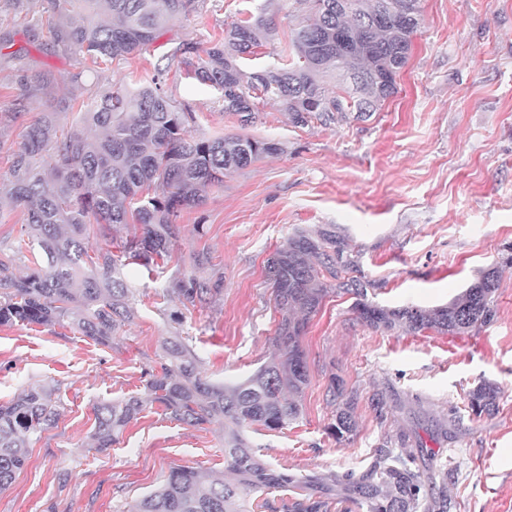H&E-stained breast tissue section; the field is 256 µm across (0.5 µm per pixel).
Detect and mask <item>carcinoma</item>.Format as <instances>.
Instances as JSON below:
<instances>
[{"label": "carcinoma", "mask_w": 512, "mask_h": 512, "mask_svg": "<svg viewBox=\"0 0 512 512\" xmlns=\"http://www.w3.org/2000/svg\"><path fill=\"white\" fill-rule=\"evenodd\" d=\"M306 14L292 29L288 53L275 64L246 68L243 60L275 39L267 7L232 21L224 35L201 48L180 43L171 56L184 57L189 74L220 92L224 111L245 127L258 105H282L289 121L307 126L366 121L397 93L396 78L407 64L421 20L420 0L409 16L377 18L404 0H303ZM199 0H47L32 16L53 46L81 59L84 70L103 76L113 63L149 51L168 22L187 16ZM109 20H96L100 7ZM343 46L336 47V38ZM162 69L125 93L110 90L78 111L80 127L69 130L46 106L27 126L12 154L0 195L26 210V245L44 265L24 276L13 273L14 255L0 254V326L68 321L100 344L135 317L137 289L124 268L135 264L165 271L180 238L179 213L201 205L208 188L244 169L275 144L243 134L196 139V122L161 85ZM52 74L18 75L22 97L37 95ZM99 132L93 142L82 130ZM119 241L89 255L91 230ZM265 276L279 313L271 351L244 381L226 385L203 374L192 339L169 336L159 366L142 374L143 394L94 408L92 439L109 448L126 426L157 403L168 418L194 427H224V475L189 467L174 469L157 488L126 504L123 512H448V470L416 463L403 433L381 435L374 460L360 474L313 473L298 477L272 467L249 431H277L303 415L310 381L303 337L325 301L350 296L356 320L382 333L431 331L465 336L491 323L499 268L444 305L390 308L368 300L376 283L360 268V250L331 228L298 229L266 259ZM224 280L178 273L162 289L163 302L206 304ZM500 388L484 382L468 393L475 418L498 407ZM336 405L328 426L336 441L357 431L358 395L342 385L328 391ZM59 408L52 390L30 384L0 405V490L9 487L27 461L31 436L53 427Z\"/></svg>", "instance_id": "obj_1"}]
</instances>
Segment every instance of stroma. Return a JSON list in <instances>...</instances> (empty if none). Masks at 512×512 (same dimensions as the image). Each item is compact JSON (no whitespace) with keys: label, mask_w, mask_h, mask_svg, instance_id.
<instances>
[{"label":"stroma","mask_w":512,"mask_h":512,"mask_svg":"<svg viewBox=\"0 0 512 512\" xmlns=\"http://www.w3.org/2000/svg\"><path fill=\"white\" fill-rule=\"evenodd\" d=\"M10 0L0 17L14 19L10 37L28 56L0 57V175L17 150L23 126L47 101H91L109 89H133L145 71L161 68L163 87L198 120L191 136L241 129L219 93L189 77L169 51L182 42L208 47L241 9L267 5L278 28L264 63L287 49L286 17L296 0H205L170 22L154 51L113 64L107 78L82 74L78 58L49 45L45 33L14 18ZM422 21L398 92L369 120L293 126L275 103L262 107L249 135L278 145L225 175L205 202L183 210L179 249L168 272L223 276L211 303L160 305L164 278L133 265L139 290L134 321L104 346L71 324L0 326V403L24 387L52 389L57 424L31 437L28 460L0 491V512H118L155 489L172 469L224 471V432L193 427L152 408L117 443L96 450L93 408L142 392L141 376L156 364L167 336H188L205 375L217 382L247 377L264 360L278 314L264 262L294 228L335 227L353 240L372 301L387 307L448 303L479 270L501 269L491 324L465 336L381 333L356 321L350 297L327 299L303 344L311 381L301 421L261 432L273 467L305 476L362 472L383 431L426 439L423 461L448 470V512H512V0H420ZM52 70L54 84L22 99L19 70ZM209 258L196 268L197 255ZM182 311L181 323L170 320ZM359 397L358 430L339 444L326 427L334 407L331 377ZM500 384L496 411L470 416L467 394L481 381ZM391 408L378 423L371 405ZM451 441L435 442L439 429Z\"/></svg>","instance_id":"obj_1"}]
</instances>
